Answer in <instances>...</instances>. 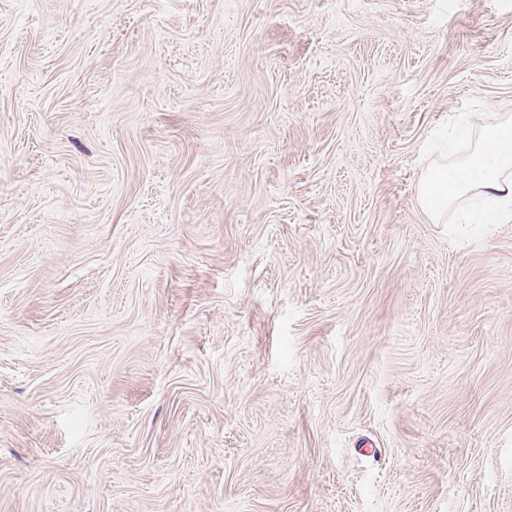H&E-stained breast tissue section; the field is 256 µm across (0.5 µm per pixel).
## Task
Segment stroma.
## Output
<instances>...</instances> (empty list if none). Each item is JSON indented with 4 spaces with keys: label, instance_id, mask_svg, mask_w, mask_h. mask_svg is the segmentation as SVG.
<instances>
[{
    "label": "stroma",
    "instance_id": "stroma-1",
    "mask_svg": "<svg viewBox=\"0 0 512 512\" xmlns=\"http://www.w3.org/2000/svg\"><path fill=\"white\" fill-rule=\"evenodd\" d=\"M512 0H0V512H512ZM512 165V129L500 127L491 130L482 146L469 158L454 167L439 168L426 179L420 189L424 211L435 219L448 210L455 198L469 192L512 205V180L501 172Z\"/></svg>",
    "mask_w": 512,
    "mask_h": 512
}]
</instances>
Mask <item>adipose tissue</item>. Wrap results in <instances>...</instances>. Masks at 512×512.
Masks as SVG:
<instances>
[{"label": "adipose tissue", "mask_w": 512, "mask_h": 512, "mask_svg": "<svg viewBox=\"0 0 512 512\" xmlns=\"http://www.w3.org/2000/svg\"><path fill=\"white\" fill-rule=\"evenodd\" d=\"M511 166L512 129L491 130L481 148L469 158L454 167L439 168L423 182L420 201L424 211L430 217H439L447 211L450 202L470 192L512 205V180L501 176Z\"/></svg>", "instance_id": "ef3b65f1"}]
</instances>
